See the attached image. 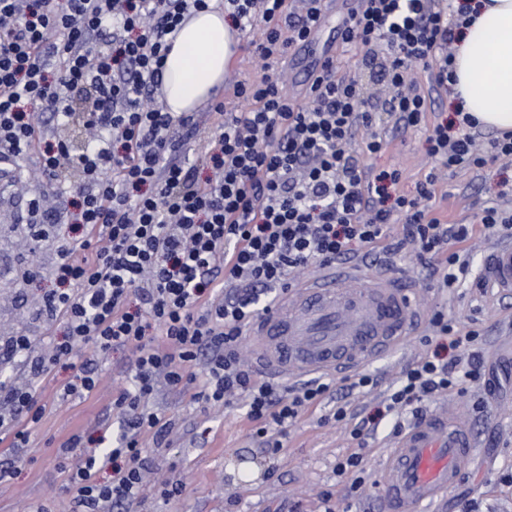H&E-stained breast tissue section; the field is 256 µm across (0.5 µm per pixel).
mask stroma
Masks as SVG:
<instances>
[{
	"label": "stroma",
	"mask_w": 512,
	"mask_h": 512,
	"mask_svg": "<svg viewBox=\"0 0 512 512\" xmlns=\"http://www.w3.org/2000/svg\"><path fill=\"white\" fill-rule=\"evenodd\" d=\"M325 15V24L302 66L288 65V85L302 81L308 67L330 57L339 73L361 82L373 109H380L382 73L362 66L358 51L336 41L342 12L329 7ZM374 130L389 143L377 165L400 168L404 190H413L415 182L435 165L426 153V130H394L388 117L377 122ZM443 188L447 196L439 202L441 211L449 223L473 225L465 248L474 261H481L495 242L476 227V216L493 196L499 197L502 208L512 211V165L491 163L479 170L461 169L446 175ZM29 195V190L17 186L11 196L0 198V336L23 335L43 346L63 334L62 323H48L38 316L36 306L55 287L49 273L65 228L47 224L40 238L29 240ZM402 236L401 224H393L389 241L359 261L365 274L393 271L410 279L417 291L415 306L420 317L413 334L367 366L376 375L377 386L368 392L352 391L345 376H337L335 395L305 411L281 435L282 449L273 458L252 439L250 424L237 404L213 407L194 399L192 388L158 386L149 408L170 422L172 432L160 445L144 437V454L158 476L181 481L183 492L172 502L162 498L156 487H149L136 512H291L296 505L302 512H321L327 492L333 495L336 512H381L379 462L393 450L396 436L391 422L382 421L371 436L359 442L351 438L348 425L331 421L329 414L344 402L357 411L379 406L402 370L425 354L429 317L436 310L457 326L476 325L484 330L479 352L487 377L496 383L491 392L482 383H470L464 393L444 392L424 404L427 412L459 418L478 443L467 473L439 502V512H459L463 503L472 504L475 512H512V295H499L492 288H463L452 294L438 290L412 248L392 251V241ZM30 263L40 269V277L20 282L17 270ZM134 361L127 349L108 353L99 365L98 388L68 401L60 400L59 393L70 379V370L57 368L52 376L37 382L30 369L16 362L6 364L9 378L35 382L43 415L26 448L18 450L9 442H0V463H11L14 470L12 479L0 483V512H25L40 503L50 505L52 512H67L59 448L72 435H81L82 445L74 450L80 456L95 447L101 435L117 432L119 418L113 399L126 385ZM353 453L364 460L365 479L352 496L348 493L351 478L339 475L336 463Z\"/></svg>",
	"instance_id": "35a3bbf8"
}]
</instances>
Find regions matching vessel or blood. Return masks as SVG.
I'll use <instances>...</instances> for the list:
<instances>
[{
  "label": "vessel or blood",
  "mask_w": 512,
  "mask_h": 512,
  "mask_svg": "<svg viewBox=\"0 0 512 512\" xmlns=\"http://www.w3.org/2000/svg\"><path fill=\"white\" fill-rule=\"evenodd\" d=\"M482 279L486 287L512 294V242L488 253ZM413 297L412 283L402 277L369 276L351 262L321 267L251 323L256 365L298 377L357 370L409 338L416 322ZM475 446L466 426L424 415L383 461L386 512H429L469 467Z\"/></svg>",
  "instance_id": "1"
}]
</instances>
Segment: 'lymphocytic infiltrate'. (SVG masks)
<instances>
[{
	"label": "lymphocytic infiltrate",
	"mask_w": 512,
	"mask_h": 512,
	"mask_svg": "<svg viewBox=\"0 0 512 512\" xmlns=\"http://www.w3.org/2000/svg\"><path fill=\"white\" fill-rule=\"evenodd\" d=\"M208 7L209 0H0V167L35 160L56 190L71 188V172L80 180L72 208L55 216L79 233L61 240L52 271L58 287L41 308L62 322L64 335L45 351L26 336L0 339V351L31 357L46 376L69 367L66 399L97 389L94 364L111 350L135 354L114 400L121 421L111 447L63 466L71 512H131L140 503L148 466L141 440L169 430L146 405L160 378L195 387L196 399L212 406L238 400L252 437L279 453L282 445L269 432H285L331 384L322 378L282 392L243 368L239 349L247 324L309 266L368 254L399 220L404 242L429 262L437 288L480 285L463 247L472 225L445 222L433 201L440 171L511 158L512 134L478 152L469 116L429 123L427 97L405 84L417 64L439 87L452 80L461 16L452 0H356L338 28L343 46L366 49L363 63L382 53L394 90L382 107L396 127L428 128L427 152L440 166L410 191L400 169L361 163L356 134L365 133L370 156L387 142L373 130L361 84L338 75L333 59L316 63L299 93L283 83L292 46L322 26V0H303L298 13L287 0H224L235 29L261 28L248 45L261 73L233 84L242 109L213 105L204 155L186 158L189 118L165 111L155 92L167 35L185 15ZM75 115L95 133L79 154L57 134ZM203 167L208 177H199ZM429 325V352L403 370L380 406L358 421L347 405L334 409V421H353L352 439L386 418L402 432L432 395L481 380L476 347L483 330H461L440 311ZM0 394L10 402L0 411V435L25 447L42 418L36 392L0 380ZM105 465L108 483L97 478Z\"/></svg>",
	"instance_id": "obj_1"
}]
</instances>
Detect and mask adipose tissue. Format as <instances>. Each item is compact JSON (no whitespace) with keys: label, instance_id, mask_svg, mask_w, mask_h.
Instances as JSON below:
<instances>
[{"label":"adipose tissue","instance_id":"obj_1","mask_svg":"<svg viewBox=\"0 0 512 512\" xmlns=\"http://www.w3.org/2000/svg\"><path fill=\"white\" fill-rule=\"evenodd\" d=\"M235 38L221 10L178 26L164 60L166 111L192 113L223 84ZM450 100L478 128L512 132V0H471L455 43Z\"/></svg>","mask_w":512,"mask_h":512}]
</instances>
